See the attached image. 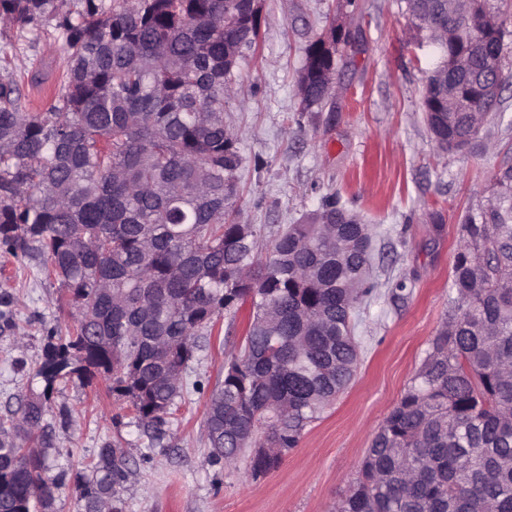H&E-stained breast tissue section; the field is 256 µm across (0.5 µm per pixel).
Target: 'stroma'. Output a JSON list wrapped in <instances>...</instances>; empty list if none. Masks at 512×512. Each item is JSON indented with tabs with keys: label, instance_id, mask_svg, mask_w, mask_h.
Instances as JSON below:
<instances>
[{
	"label": "stroma",
	"instance_id": "1",
	"mask_svg": "<svg viewBox=\"0 0 512 512\" xmlns=\"http://www.w3.org/2000/svg\"><path fill=\"white\" fill-rule=\"evenodd\" d=\"M506 32L501 104L471 143L439 149L421 99L438 62L418 38L404 0H263L259 48L231 76L224 119L239 128L243 165L239 220L254 225L262 248L278 230L315 213L334 195L372 234L376 288L359 310L357 373L320 419L304 429L281 466L256 479L248 459L210 464L208 399L245 334L247 311L221 313L191 363L197 390L161 447L151 448L124 398L103 376L56 386L45 420L53 512H77L74 475L97 448L117 443L131 475L123 512H330L354 482L366 448L398 404L448 311L459 226L478 213L495 174L512 165V0H493ZM348 37L336 55L332 98L303 110L296 82L305 49L330 28ZM51 25L0 31V60L18 80L27 109L53 103L65 59ZM0 417L44 387L37 370L47 330L70 323L67 292L46 278L40 258L0 250Z\"/></svg>",
	"mask_w": 512,
	"mask_h": 512
}]
</instances>
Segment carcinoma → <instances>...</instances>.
I'll use <instances>...</instances> for the list:
<instances>
[{"instance_id":"obj_1","label":"carcinoma","mask_w":512,"mask_h":512,"mask_svg":"<svg viewBox=\"0 0 512 512\" xmlns=\"http://www.w3.org/2000/svg\"><path fill=\"white\" fill-rule=\"evenodd\" d=\"M0 0V30L54 28L67 55L57 99L29 112L0 76V246L39 256L69 293L73 324L46 336L45 386L0 419V512L49 510L40 493L53 447L44 417L72 376L112 392L153 443L188 394L198 338L221 311L250 304L239 353L206 410L208 462L237 467L250 448L277 449L250 467L277 469L354 377L360 304L373 291L368 226L336 223L334 196L290 224L260 257L238 220L241 134L224 121L229 76L256 51L261 0ZM410 24L435 39L453 23L456 55L481 31L448 0H405ZM336 28L307 48L298 83L309 109L329 101ZM430 77L422 107L436 143L469 133L444 112ZM448 317L400 402L375 433L358 477L332 512H512V166L487 209L460 226ZM75 474L79 512H123L128 462L109 445Z\"/></svg>"}]
</instances>
